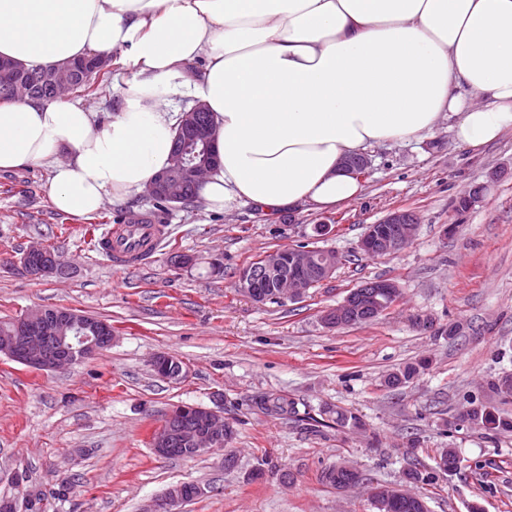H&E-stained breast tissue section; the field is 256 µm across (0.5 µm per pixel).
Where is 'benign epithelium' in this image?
Segmentation results:
<instances>
[{"label": "benign epithelium", "instance_id": "obj_1", "mask_svg": "<svg viewBox=\"0 0 512 512\" xmlns=\"http://www.w3.org/2000/svg\"><path fill=\"white\" fill-rule=\"evenodd\" d=\"M12 66L0 60V78L11 91L14 101L33 99L32 86L25 79L11 77ZM40 83L58 94L72 84L71 67L46 68L38 74ZM206 107L196 103L184 111L183 123L191 130L193 140L205 147L214 146L216 128L205 118ZM215 159L211 156L192 159L187 149L179 145L172 153L171 165L151 179L145 196L183 203L198 199V189L207 175L212 173ZM345 170L363 179L369 175L370 162L364 155L343 162ZM419 217L405 209H394L380 221L369 224L360 240V250L369 256L388 255L410 243L418 229ZM339 255L318 246L296 245L271 250L264 254L260 265L238 275V291L258 303L270 300L293 301L303 298L314 281L331 278L340 265ZM21 269L33 279H45L61 271L59 253L43 243L27 247L18 259ZM370 290L359 295L348 294L338 304L326 309L321 322L328 328L348 327L365 313L378 317L383 313V298L396 299L401 294L400 285L391 280H376ZM87 327L84 317L72 311L64 316L50 317L45 308L26 310L19 318L17 329L0 336V353L36 371L63 370L81 359L91 358L112 346L115 339L112 326L102 322L93 328L94 335L84 334ZM174 356L160 353L153 357L150 366L154 373L167 381H179L187 374V366L171 374L166 365ZM190 409L179 404L168 411L152 437L154 452L163 457L171 446L182 441L193 448L194 453L204 454L221 451L224 447V413L207 407H196L200 426L187 430L174 424V419ZM183 484H176L151 505L148 512H173L182 502ZM376 508H385L392 500L417 497L404 485L376 487L369 492Z\"/></svg>", "mask_w": 512, "mask_h": 512}]
</instances>
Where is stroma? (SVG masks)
I'll use <instances>...</instances> for the list:
<instances>
[{
  "label": "stroma",
  "instance_id": "stroma-1",
  "mask_svg": "<svg viewBox=\"0 0 512 512\" xmlns=\"http://www.w3.org/2000/svg\"><path fill=\"white\" fill-rule=\"evenodd\" d=\"M453 125L446 118L419 140L368 148L360 194L332 211H211L202 200L161 209L137 195L75 217L53 207L47 168L0 172V317L65 307L105 320L115 336L101 355L58 372L0 355V498L16 500L17 512H147L169 487L194 482L207 495L177 512H372L364 486L332 488L324 470L348 460L372 483L394 484L452 448L458 470L418 489L429 512H512V432L460 419L473 403L512 414V400L491 390L512 375V130L474 150ZM477 186L479 201L459 211ZM394 209L417 213L414 241L364 255L367 225ZM127 214L170 234L148 262L116 269L96 241ZM323 220L332 230L313 240ZM312 240L343 262L304 298L261 305L238 292L250 261ZM33 241L61 254V274L34 280L17 265ZM179 254L193 265L174 266ZM376 279L398 282L399 302L367 324L323 325L324 309ZM158 353L181 358L186 377H157L149 363ZM422 359L427 369L409 384L386 386ZM267 397L295 401L323 428L262 413ZM180 403L223 412L236 431L233 466L220 452L154 453L152 429ZM340 410L365 430L338 426Z\"/></svg>",
  "mask_w": 512,
  "mask_h": 512
}]
</instances>
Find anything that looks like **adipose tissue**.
Returning <instances> with one entry per match:
<instances>
[{
  "instance_id": "adipose-tissue-1",
  "label": "adipose tissue",
  "mask_w": 512,
  "mask_h": 512,
  "mask_svg": "<svg viewBox=\"0 0 512 512\" xmlns=\"http://www.w3.org/2000/svg\"><path fill=\"white\" fill-rule=\"evenodd\" d=\"M119 52L121 107H0V170L44 165L62 213L142 193L169 164L173 96L209 108V209L357 197L345 157L454 114L477 149L512 129V0H0V57L28 67ZM204 61L194 72L196 61Z\"/></svg>"
}]
</instances>
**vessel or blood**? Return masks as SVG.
Here are the masks:
<instances>
[{"instance_id":"1","label":"vessel or blood","mask_w":512,"mask_h":512,"mask_svg":"<svg viewBox=\"0 0 512 512\" xmlns=\"http://www.w3.org/2000/svg\"><path fill=\"white\" fill-rule=\"evenodd\" d=\"M167 234L168 227L164 224L124 220L104 226L97 250L114 267L122 268L150 259Z\"/></svg>"}]
</instances>
